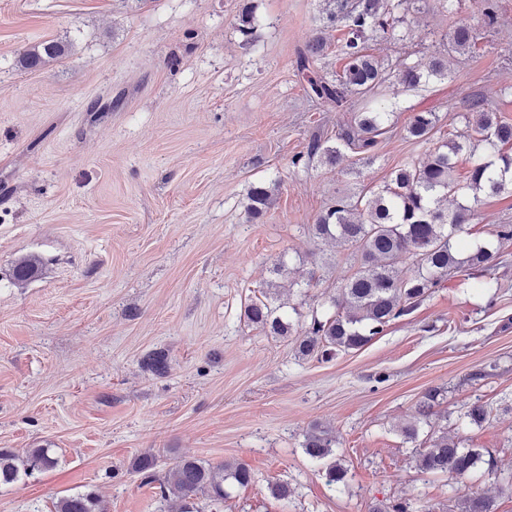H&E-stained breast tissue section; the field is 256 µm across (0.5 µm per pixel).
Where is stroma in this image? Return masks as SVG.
I'll list each match as a JSON object with an SVG mask.
<instances>
[{
	"label": "stroma",
	"instance_id": "stroma-1",
	"mask_svg": "<svg viewBox=\"0 0 512 512\" xmlns=\"http://www.w3.org/2000/svg\"><path fill=\"white\" fill-rule=\"evenodd\" d=\"M499 22L480 0H416L393 38H370L384 61L424 60L450 25L476 27L479 50L451 55L450 79L377 93L395 126L369 164L307 155L312 135L332 140L344 111L308 95L295 58L315 33L321 0H0V448L52 449L54 467L0 488V512H52L61 496L95 491L106 512H162L133 469L159 455L158 473L193 457L248 465L223 512H372L397 502L458 512L459 497H495L512 475V242L493 272L450 274L411 314L358 350L302 358L291 340L249 325L244 307L270 289L300 326L337 293L359 260L313 239L309 224L333 199L378 188L466 133L467 99L512 123V0ZM252 8L244 43L235 19ZM49 40L70 44L42 69L17 60ZM433 112L430 143L408 138L410 113ZM270 187L267 215L249 221L251 185ZM475 215L464 239L491 243L512 224V186L466 197ZM449 197L448 209L459 202ZM288 275L277 276L278 260ZM36 268L18 280L21 262ZM319 276L306 287L309 270ZM496 277V294L481 281ZM168 356L155 375L142 362ZM484 371L481 380L472 375ZM436 422L494 459L462 479L427 474L402 429L430 388ZM490 423L459 428L475 400ZM336 438L347 470L327 485V462L303 450L312 425ZM287 482L288 505L268 483Z\"/></svg>",
	"mask_w": 512,
	"mask_h": 512
}]
</instances>
